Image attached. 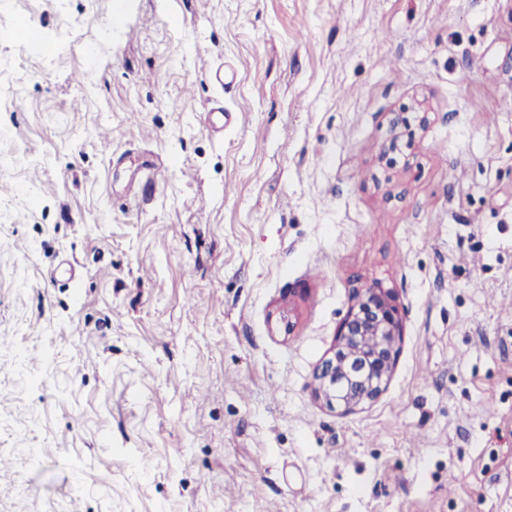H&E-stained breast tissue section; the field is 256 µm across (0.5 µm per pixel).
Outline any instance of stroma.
<instances>
[{
	"mask_svg": "<svg viewBox=\"0 0 512 512\" xmlns=\"http://www.w3.org/2000/svg\"><path fill=\"white\" fill-rule=\"evenodd\" d=\"M0 29V512H512V0ZM374 282L400 353L344 414L314 374Z\"/></svg>",
	"mask_w": 512,
	"mask_h": 512,
	"instance_id": "obj_1",
	"label": "stroma"
}]
</instances>
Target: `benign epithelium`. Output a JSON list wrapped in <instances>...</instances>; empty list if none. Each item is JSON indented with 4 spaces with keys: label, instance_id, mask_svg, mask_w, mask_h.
I'll list each match as a JSON object with an SVG mask.
<instances>
[{
    "label": "benign epithelium",
    "instance_id": "1",
    "mask_svg": "<svg viewBox=\"0 0 512 512\" xmlns=\"http://www.w3.org/2000/svg\"><path fill=\"white\" fill-rule=\"evenodd\" d=\"M402 336V320L391 290L378 283L354 289L333 355L316 373V394L343 413L375 402L392 376Z\"/></svg>",
    "mask_w": 512,
    "mask_h": 512
}]
</instances>
